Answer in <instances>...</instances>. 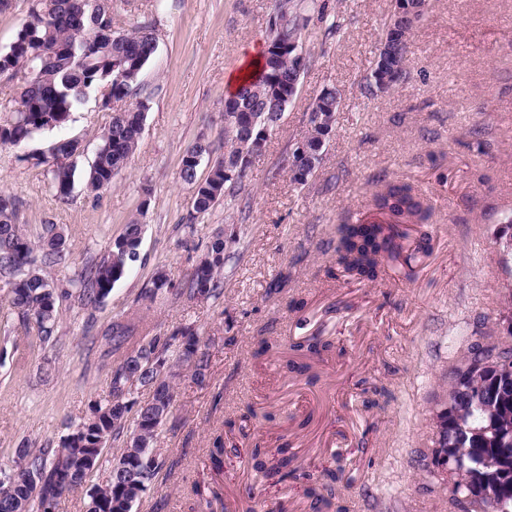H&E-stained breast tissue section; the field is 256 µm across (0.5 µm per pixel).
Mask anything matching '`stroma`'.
I'll return each instance as SVG.
<instances>
[{
  "mask_svg": "<svg viewBox=\"0 0 512 512\" xmlns=\"http://www.w3.org/2000/svg\"><path fill=\"white\" fill-rule=\"evenodd\" d=\"M305 20L309 60L296 98L257 156L236 200L190 220L192 187L181 159L198 139L212 145L199 176L224 152L227 75L267 46L275 0H112L113 32L155 21L158 47L139 77L147 104L144 132L111 188L93 193L76 179L59 203L47 165L35 153L59 137L87 146L88 169L110 120L98 92L64 128L24 146L0 145V192L16 200V222L30 239L61 228L66 265L44 274L62 299L51 341L40 339L0 299V471L17 453L57 446L68 426L108 396L125 355L101 332L114 319L133 338L167 336L185 325L207 344L203 381L184 374L154 445L164 466L133 512H187L195 484L222 473L224 490L253 498L263 512L287 500L310 512L304 479L268 486L249 447L285 442L303 471L344 469L348 512H461L423 460L431 448L435 399L476 342L507 341L512 271L499 238L512 215V0H429L414 27L406 76L368 94L366 78L392 0H291ZM327 86L342 107L323 161L306 186L292 183L287 158L308 130V109ZM409 183L430 205L422 230L430 250L413 276L387 268L375 283L350 282L336 263V227L371 214L373 193ZM142 226L135 261L98 309L74 298L76 273L99 258L131 221ZM235 232L224 294L197 300L181 289L219 232ZM167 284L154 291L157 274ZM288 280L271 290L278 274ZM318 334L335 349L313 359L310 375L287 372L285 354L257 360L261 339L287 344ZM376 385V407L363 406ZM223 391L221 403L213 394ZM312 415L294 430L293 419ZM236 429L223 432L224 421ZM224 438L215 470L208 448Z\"/></svg>",
  "mask_w": 512,
  "mask_h": 512,
  "instance_id": "obj_1",
  "label": "stroma"
}]
</instances>
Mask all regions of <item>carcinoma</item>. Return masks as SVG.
Returning <instances> with one entry per match:
<instances>
[{
  "instance_id": "1",
  "label": "carcinoma",
  "mask_w": 512,
  "mask_h": 512,
  "mask_svg": "<svg viewBox=\"0 0 512 512\" xmlns=\"http://www.w3.org/2000/svg\"><path fill=\"white\" fill-rule=\"evenodd\" d=\"M393 3L367 85L371 94L383 92L381 77H387L390 89L405 77L410 36L400 35L397 28L401 23L398 15L407 7V0ZM111 26L112 8L99 4V0H36L9 50L0 53V75L10 79L30 76L29 87L16 99L15 116L0 124V145L20 146L46 131L63 128L90 90L111 84L109 95L101 96L99 107L112 116L85 173V186L95 192L111 187L113 179L127 166L145 122V110L133 107L120 112L110 106L109 98L119 101L136 96L141 72L155 53L152 23L110 38L102 31ZM302 29L298 16L279 3L260 74L224 99L225 150L205 179H199L198 164L191 159L200 152H211V145L196 142L187 148L180 177L198 185L192 218H203L225 197L238 195L253 163L249 157L253 136L266 126L271 132L278 127L283 112L273 88L293 87L298 69L296 61L277 49L300 39ZM341 103V92L335 87L323 89L314 100L308 118L310 129L303 137L307 154H292L288 165L295 184L306 185L318 169ZM238 123L253 126L252 135L237 130ZM54 144L55 152L43 162L51 168L56 200L65 204L75 181L76 170L70 161L75 145L69 137L56 139ZM226 169L237 171L236 178L224 176ZM374 209L387 212L389 219L378 224L361 220L337 226V262L347 277L359 282L377 280L391 263L409 267L417 254L427 250L419 240L412 252H405L409 226L424 224L429 218L428 208L409 184L386 183L384 190L374 196ZM15 213V199L1 194L0 283L9 289V305L23 321L34 325L42 341L48 342L55 332L60 296L43 270L65 262V237L56 225L45 224L34 243L15 223ZM141 231V224L135 221L125 225L108 250L77 274V298L82 305L95 308L108 297L136 254ZM233 242V236H218L211 243L204 265L195 268L187 282L189 298L201 292L205 298L217 300L224 294L221 275L230 258L226 251ZM175 336L181 340L174 349L158 336L140 339L112 370L106 403L92 406L90 416L69 427L57 446L37 453L28 450L18 457L17 470L43 474L44 484L36 494L26 482L16 483L0 499V512H48L47 501L58 497L55 471L62 467L74 472L67 492L83 487L87 478L78 447H95L102 434L114 441L128 423L131 430L126 442L133 443L136 450L129 462L130 479L119 482L109 476L100 494L112 500V512H128L129 502L140 500L136 485H149L160 470L159 463L148 457L159 430L135 408L136 401L131 399L134 385L155 381L153 361L158 359L179 366L196 354L200 371L195 377L204 378L208 370V356L201 350L195 328L184 326ZM331 348L330 342L293 344V356L286 360V368L304 374L310 369L311 356ZM447 396L448 415L441 446L448 454L453 477L451 501L465 502L464 512H512V370H503L496 361L476 368L460 364L452 372ZM251 460L272 485L288 481L295 472L294 457L286 455L284 448L272 452L255 447ZM306 479L310 481L305 491L310 508L313 512H330L335 486L344 480L343 470L324 469L319 476L309 472Z\"/></svg>"
}]
</instances>
